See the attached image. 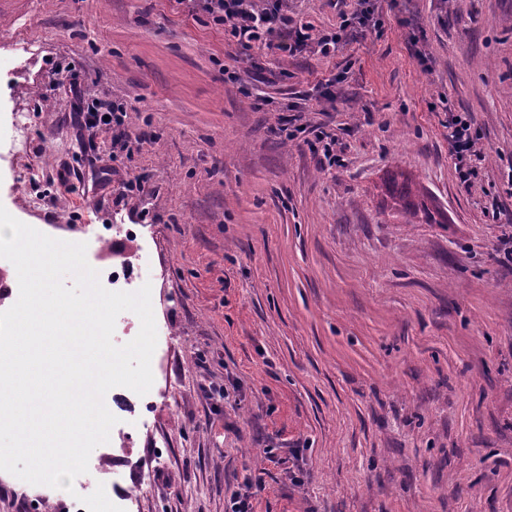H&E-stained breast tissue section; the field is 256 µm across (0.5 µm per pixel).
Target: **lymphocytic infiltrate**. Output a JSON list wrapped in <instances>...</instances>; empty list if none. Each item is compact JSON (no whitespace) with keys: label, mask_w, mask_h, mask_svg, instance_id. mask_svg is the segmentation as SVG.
<instances>
[{"label":"lymphocytic infiltrate","mask_w":512,"mask_h":512,"mask_svg":"<svg viewBox=\"0 0 512 512\" xmlns=\"http://www.w3.org/2000/svg\"><path fill=\"white\" fill-rule=\"evenodd\" d=\"M187 15L204 11L215 25L224 29V38L234 43L239 53L255 49L288 53L308 51L320 57L335 53L340 44L353 36L381 27L375 0H360L350 18L337 30L313 33L311 26L300 24L290 14L289 0H178ZM69 91L79 108L73 121L79 128L97 129L109 134L114 150L128 151L141 139L129 128L128 110L120 103L87 100L86 86L71 79ZM480 135L468 113L449 112L448 150L455 159L461 185H470L476 174L474 162L481 157Z\"/></svg>","instance_id":"lymphocytic-infiltrate-1"}]
</instances>
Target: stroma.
Listing matches in <instances>:
<instances>
[{
	"label": "stroma",
	"mask_w": 512,
	"mask_h": 512,
	"mask_svg": "<svg viewBox=\"0 0 512 512\" xmlns=\"http://www.w3.org/2000/svg\"><path fill=\"white\" fill-rule=\"evenodd\" d=\"M292 7L330 31L357 0ZM382 11L330 57L247 59L176 0H0V138L30 118L20 150L0 149V205L58 240L91 224L151 238L154 318L173 333L147 396L110 404L149 408L139 466L112 463L145 484L138 512H225L255 477V512H512V0ZM60 66L128 105L138 150L102 135L90 154ZM444 98L481 134L467 189ZM297 101L334 130L338 164L271 134ZM396 169L447 223L403 222ZM131 178L144 197L123 195ZM51 492L0 471V512Z\"/></svg>",
	"instance_id": "1"
}]
</instances>
